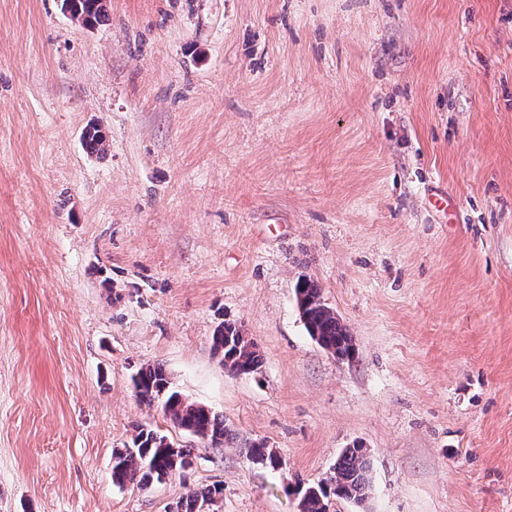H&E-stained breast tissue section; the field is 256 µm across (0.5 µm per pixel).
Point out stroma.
Here are the masks:
<instances>
[{
    "label": "stroma",
    "instance_id": "1",
    "mask_svg": "<svg viewBox=\"0 0 512 512\" xmlns=\"http://www.w3.org/2000/svg\"><path fill=\"white\" fill-rule=\"evenodd\" d=\"M304 278L352 357L308 336ZM224 321L257 374L218 362ZM147 364L233 441L142 401ZM140 427L191 467L113 483ZM355 445L371 496L330 512H512V0H106L87 25L0 0V512L213 484L208 512H298L288 479ZM213 350L224 368L234 375L256 373L262 357L255 341L236 323L220 325L214 333ZM245 458L265 467L275 468L280 459L273 448H267L263 443H253L249 448H242Z\"/></svg>",
    "mask_w": 512,
    "mask_h": 512
}]
</instances>
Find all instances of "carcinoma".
Listing matches in <instances>:
<instances>
[{"mask_svg":"<svg viewBox=\"0 0 512 512\" xmlns=\"http://www.w3.org/2000/svg\"><path fill=\"white\" fill-rule=\"evenodd\" d=\"M73 2V19L83 24L99 18L104 10V0ZM85 140L92 151L99 153L105 150L106 136L101 127H89ZM296 293L301 296V317L308 335L339 358L351 356L354 352L352 336L336 312L322 301L317 284L305 279L297 284ZM213 350L224 368L234 375L253 374L262 364L257 344L236 323L227 322L217 328L213 336ZM133 383L142 399L160 404L173 424L191 435L220 445L231 437L222 416L170 390L169 378L162 366L149 364L140 367L133 376ZM243 454L253 464L274 468L279 463L276 451L262 443L243 449ZM191 464V449L176 448L167 437L152 429L141 428L131 446L113 452L112 479L118 485L130 482L148 489L153 483L161 482L172 472L184 470ZM296 486L302 512H326L332 494L358 504L372 487L370 460L362 449L346 448L328 479L317 484L299 480ZM222 493L223 489L218 485L194 492L176 502L170 512H204L205 506Z\"/></svg>","mask_w":512,"mask_h":512,"instance_id":"1","label":"carcinoma"}]
</instances>
